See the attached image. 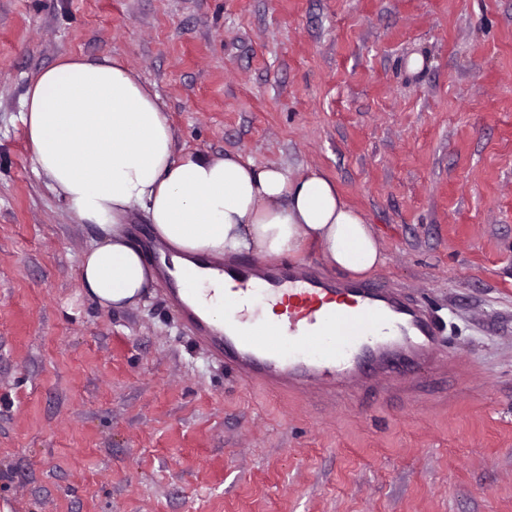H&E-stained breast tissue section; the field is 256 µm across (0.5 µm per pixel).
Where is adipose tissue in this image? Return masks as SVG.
<instances>
[{"label": "adipose tissue", "mask_w": 512, "mask_h": 512, "mask_svg": "<svg viewBox=\"0 0 512 512\" xmlns=\"http://www.w3.org/2000/svg\"><path fill=\"white\" fill-rule=\"evenodd\" d=\"M21 120L34 170L77 222L100 231L81 260L82 286L100 305L137 306L158 282L126 231L138 209L174 266L216 292L199 260L278 259L312 244L329 268L355 278L383 263L371 225L323 173L177 151L157 94L119 59L63 57L40 70Z\"/></svg>", "instance_id": "ef3b65f1"}]
</instances>
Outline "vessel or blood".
I'll list each match as a JSON object with an SVG mask.
<instances>
[{
	"label": "vessel or blood",
	"instance_id": "1",
	"mask_svg": "<svg viewBox=\"0 0 512 512\" xmlns=\"http://www.w3.org/2000/svg\"><path fill=\"white\" fill-rule=\"evenodd\" d=\"M214 275L234 299L223 329L204 320L218 298L202 294L185 274L182 291L201 308H185L183 319L212 357L247 383L304 392L321 385L333 392L410 376L443 355L436 321L371 282H334L301 265L252 262L215 266ZM270 303L285 306V318L250 319V311Z\"/></svg>",
	"mask_w": 512,
	"mask_h": 512
}]
</instances>
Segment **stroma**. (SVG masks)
I'll return each mask as SVG.
<instances>
[{"label":"stroma","mask_w":512,"mask_h":512,"mask_svg":"<svg viewBox=\"0 0 512 512\" xmlns=\"http://www.w3.org/2000/svg\"><path fill=\"white\" fill-rule=\"evenodd\" d=\"M65 55L134 70L180 151L334 180L446 361L316 401L165 283L93 301L21 122ZM0 512H512V0H0Z\"/></svg>","instance_id":"obj_1"}]
</instances>
